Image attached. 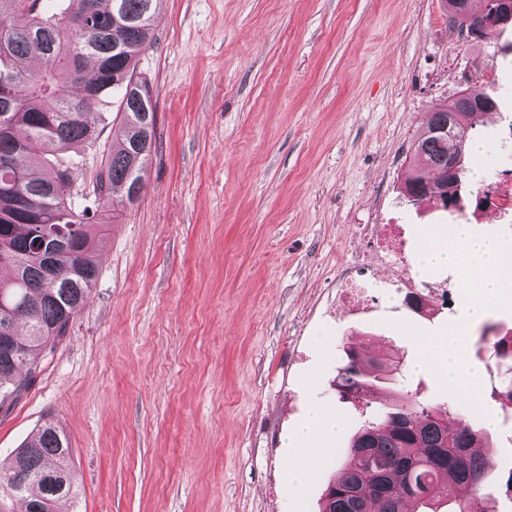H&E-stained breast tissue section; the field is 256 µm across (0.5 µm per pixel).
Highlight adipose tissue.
I'll return each instance as SVG.
<instances>
[{"mask_svg": "<svg viewBox=\"0 0 512 512\" xmlns=\"http://www.w3.org/2000/svg\"><path fill=\"white\" fill-rule=\"evenodd\" d=\"M418 263L424 269L440 264L455 266L462 275L464 286L472 291L464 320L451 328L447 336L424 341L419 364L436 370L449 388L462 397L477 399L483 373L461 363L466 345L465 328L469 320L483 313L489 302L503 293H512V258L507 257L497 241L473 237L468 225L457 224L452 229L451 241L444 243L429 239L419 254ZM339 427V420L322 409L310 412L298 431L305 447L297 461L289 466L295 483H303L308 476L311 444L332 440Z\"/></svg>", "mask_w": 512, "mask_h": 512, "instance_id": "1", "label": "adipose tissue"}]
</instances>
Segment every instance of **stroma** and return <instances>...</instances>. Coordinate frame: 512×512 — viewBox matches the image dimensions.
Returning <instances> with one entry per match:
<instances>
[{
  "label": "stroma",
  "mask_w": 512,
  "mask_h": 512,
  "mask_svg": "<svg viewBox=\"0 0 512 512\" xmlns=\"http://www.w3.org/2000/svg\"><path fill=\"white\" fill-rule=\"evenodd\" d=\"M157 140L135 204L100 205L103 238L89 300L26 391L0 405V463L55 422L71 449L68 512H319L360 425L336 394L344 346L402 354L396 390L460 402L420 342L447 335L470 301L458 270L419 268L426 236L466 214L403 194L410 147L430 112L479 80L497 106L475 125L461 197L474 201L512 134V25L477 42L449 24L446 0H162L139 57ZM115 107L94 115L96 144L65 153L90 186L112 142ZM365 224L396 225L398 264L367 268ZM387 283L339 306L343 276ZM447 285L415 311L394 283ZM512 332V295L469 329L465 359L484 368L483 454L499 480L481 505L512 512V403L497 395L483 329ZM322 405L342 429L295 486L285 442Z\"/></svg>",
  "instance_id": "stroma-1"
}]
</instances>
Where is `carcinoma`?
I'll return each mask as SVG.
<instances>
[{
	"label": "carcinoma",
	"mask_w": 512,
	"mask_h": 512,
	"mask_svg": "<svg viewBox=\"0 0 512 512\" xmlns=\"http://www.w3.org/2000/svg\"><path fill=\"white\" fill-rule=\"evenodd\" d=\"M161 0H68L47 14L41 0H0V100L12 105L0 121V404L19 395L38 370L42 354L66 336L74 314L86 303L97 274L102 239L92 205L139 194L143 160L155 145L156 106L150 83L137 75L139 56L152 45V26ZM495 0L480 11L450 13V21L474 29V40L495 28L484 23ZM28 17L26 25L11 15ZM95 89L69 97L65 88ZM121 93L119 120L92 190L72 200L63 188L76 180L68 166L52 162L36 169L22 164L30 155L56 157L95 139L93 112ZM495 108L478 86L438 104L411 146V173L403 192L413 201L448 187L457 205L467 174L474 120ZM499 360L501 396L512 401V346L482 333ZM347 366L337 375L339 397L369 407L375 386L397 381L405 370L383 357L359 366L361 352L344 349ZM485 440L452 402L392 401L366 415L347 446V462L325 489L321 512H485L477 498L493 475L477 449ZM70 448L60 428L46 423L37 437L16 450L0 470V487L24 499L26 512H62L75 498Z\"/></svg>",
	"instance_id": "1"
}]
</instances>
